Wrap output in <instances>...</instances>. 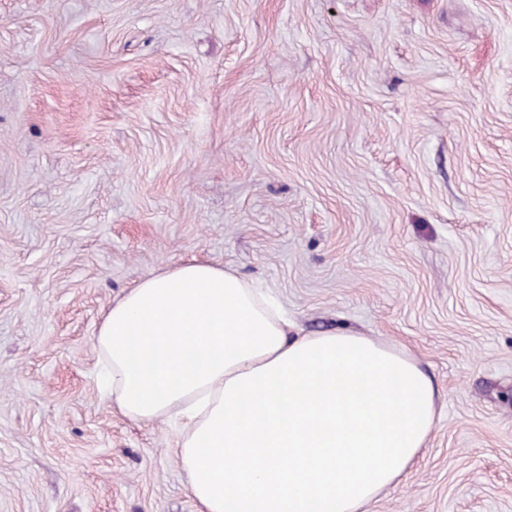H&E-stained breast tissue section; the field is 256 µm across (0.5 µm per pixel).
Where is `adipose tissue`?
Instances as JSON below:
<instances>
[{
  "mask_svg": "<svg viewBox=\"0 0 512 512\" xmlns=\"http://www.w3.org/2000/svg\"><path fill=\"white\" fill-rule=\"evenodd\" d=\"M291 326L269 291L201 262L142 279L100 324L106 397L177 426L200 512H369L428 444L438 390L415 360Z\"/></svg>",
  "mask_w": 512,
  "mask_h": 512,
  "instance_id": "adipose-tissue-1",
  "label": "adipose tissue"
}]
</instances>
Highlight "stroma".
<instances>
[{
    "instance_id": "35a3bbf8",
    "label": "stroma",
    "mask_w": 512,
    "mask_h": 512,
    "mask_svg": "<svg viewBox=\"0 0 512 512\" xmlns=\"http://www.w3.org/2000/svg\"><path fill=\"white\" fill-rule=\"evenodd\" d=\"M192 260L432 377L370 512H512V0H0V512H199L94 346Z\"/></svg>"
}]
</instances>
